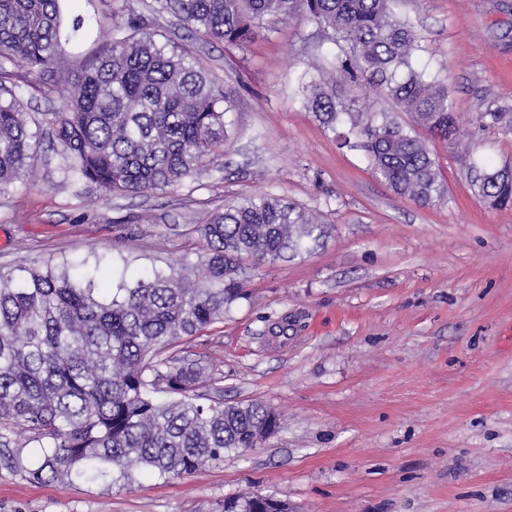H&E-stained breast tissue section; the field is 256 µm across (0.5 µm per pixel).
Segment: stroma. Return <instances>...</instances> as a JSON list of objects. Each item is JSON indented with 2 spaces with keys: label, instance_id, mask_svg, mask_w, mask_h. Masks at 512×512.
<instances>
[{
  "label": "stroma",
  "instance_id": "obj_1",
  "mask_svg": "<svg viewBox=\"0 0 512 512\" xmlns=\"http://www.w3.org/2000/svg\"><path fill=\"white\" fill-rule=\"evenodd\" d=\"M149 2L77 0L101 27L68 46L61 70L83 68L112 19ZM397 12L421 37L420 68L447 75L461 129L428 141L443 200L399 196L301 107L302 71L327 67L336 47L300 15L241 47L192 42L231 105L223 155L193 180L101 202L37 147L29 177L0 195L5 270L96 254L193 262L204 212L267 192L319 216L324 235L307 254L243 260L246 297L170 350L207 367L198 401L276 412L264 444L127 487L30 481L36 448L18 436L0 447V512H223L250 491L288 512H512V207H489L459 161L512 169V0H406Z\"/></svg>",
  "mask_w": 512,
  "mask_h": 512
}]
</instances>
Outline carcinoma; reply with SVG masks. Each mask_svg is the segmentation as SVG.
<instances>
[{
  "instance_id": "carcinoma-1",
  "label": "carcinoma",
  "mask_w": 512,
  "mask_h": 512,
  "mask_svg": "<svg viewBox=\"0 0 512 512\" xmlns=\"http://www.w3.org/2000/svg\"><path fill=\"white\" fill-rule=\"evenodd\" d=\"M76 0H0V193L29 173L40 137L56 144L65 182L92 186L101 201L164 192L196 175L224 150L226 97L191 51L159 40L144 15L112 23L109 44L82 71L61 76L53 112L25 109L8 66L57 68L64 45L90 32ZM395 0H156L194 37L242 45L270 16L308 21L340 47L329 76L302 73V105L342 147L360 142L373 173L422 204L443 197L441 172L420 127L456 138L447 78L415 67L414 26ZM392 101L404 126L376 108ZM492 207L512 205V173L468 165ZM198 232L206 253L190 270L152 265L103 283L101 262L0 270V439L30 434L40 459L33 482H123L138 475L182 476L258 447L279 428L260 403L204 405L191 397L209 378L194 361L162 353L224 318L245 297L239 259L274 262L306 251L321 235L314 216L264 193L224 202ZM170 395L159 399L156 394ZM284 501L246 493L224 512H284Z\"/></svg>"
}]
</instances>
